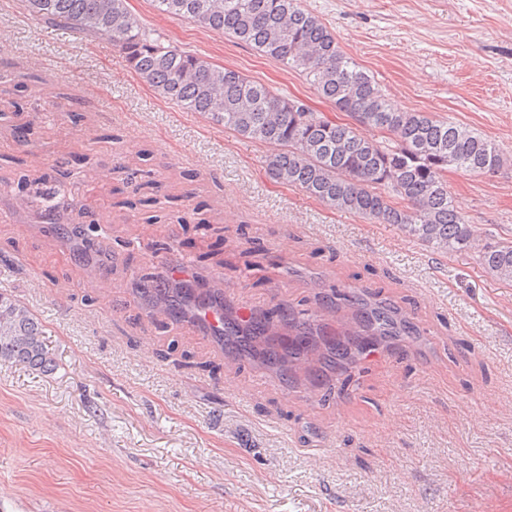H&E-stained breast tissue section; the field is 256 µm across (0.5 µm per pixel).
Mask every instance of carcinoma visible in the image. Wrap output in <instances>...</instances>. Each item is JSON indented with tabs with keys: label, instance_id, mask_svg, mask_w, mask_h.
<instances>
[{
	"label": "carcinoma",
	"instance_id": "cac0c4a2",
	"mask_svg": "<svg viewBox=\"0 0 512 512\" xmlns=\"http://www.w3.org/2000/svg\"><path fill=\"white\" fill-rule=\"evenodd\" d=\"M39 21L112 40L118 57L152 90L239 136L271 147L266 173L339 211L396 224L442 254L476 250L495 277L512 282V240L476 244L454 207L448 167L487 174L505 163L480 133L424 112L393 110L375 79L345 56L330 29L301 0H153L155 9L252 46L303 73L318 94L354 123L330 119L298 99H284L236 70L163 43L126 0H27ZM259 338L283 325L312 335L311 323L262 316ZM29 309L0 294V362L46 371L53 358Z\"/></svg>",
	"mask_w": 512,
	"mask_h": 512
}]
</instances>
